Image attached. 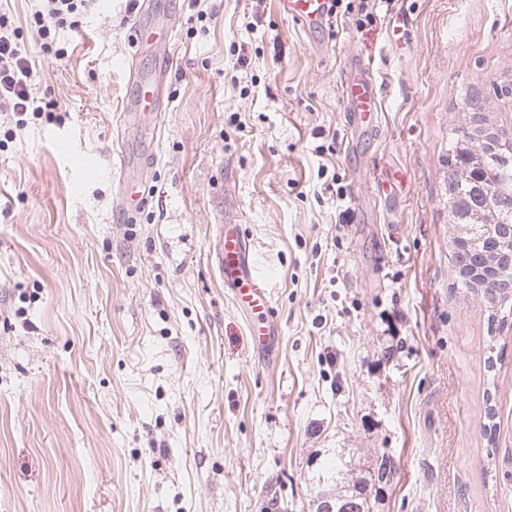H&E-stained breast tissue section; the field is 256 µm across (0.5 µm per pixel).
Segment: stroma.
<instances>
[{
  "label": "stroma",
  "instance_id": "1",
  "mask_svg": "<svg viewBox=\"0 0 512 512\" xmlns=\"http://www.w3.org/2000/svg\"><path fill=\"white\" fill-rule=\"evenodd\" d=\"M145 3L173 31L136 51ZM374 12L308 34L278 0H112L32 50L52 119L0 111V512H316L382 451L372 512H512V316L454 288L446 195L464 95L512 132V0ZM351 54L382 112L350 141ZM163 60L154 137L125 134L132 68ZM125 150L150 162L128 217ZM227 213L265 347L211 260Z\"/></svg>",
  "mask_w": 512,
  "mask_h": 512
}]
</instances>
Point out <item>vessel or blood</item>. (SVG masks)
<instances>
[{
  "label": "vessel or blood",
  "instance_id": "1",
  "mask_svg": "<svg viewBox=\"0 0 512 512\" xmlns=\"http://www.w3.org/2000/svg\"><path fill=\"white\" fill-rule=\"evenodd\" d=\"M281 8L304 31H312L328 23L329 0H279ZM132 83L138 104L149 107L150 114H157L164 107V77L153 74L143 77L134 74ZM342 97L345 102L346 126L350 131L360 128L374 129L378 116L379 93L371 61L352 59L346 66L342 81ZM141 174L130 171L129 157L121 159V175L117 208L130 213L140 208L142 202ZM212 258L234 300L255 320L254 334L266 338L272 315L271 298L266 279L260 274L254 252L244 236L236 216L225 217L218 227V236Z\"/></svg>",
  "mask_w": 512,
  "mask_h": 512
}]
</instances>
